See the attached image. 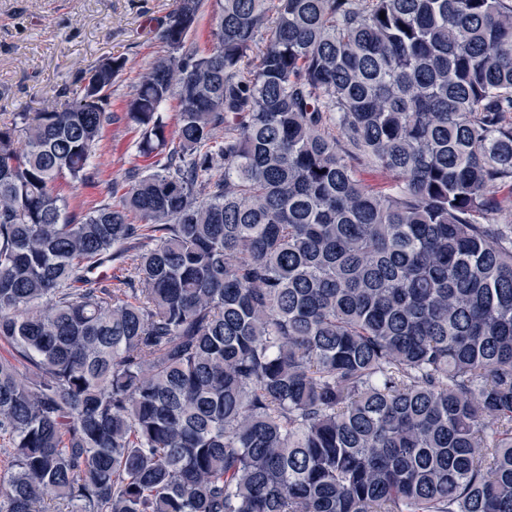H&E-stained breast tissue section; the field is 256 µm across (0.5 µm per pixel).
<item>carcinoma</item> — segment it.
Wrapping results in <instances>:
<instances>
[{
  "instance_id": "carcinoma-1",
  "label": "carcinoma",
  "mask_w": 512,
  "mask_h": 512,
  "mask_svg": "<svg viewBox=\"0 0 512 512\" xmlns=\"http://www.w3.org/2000/svg\"><path fill=\"white\" fill-rule=\"evenodd\" d=\"M216 4L156 30L115 202L53 187L126 58L0 125V512H512V0ZM217 9L215 0H208L205 11L200 19L195 31H192L188 37L189 42L193 43L200 50L208 48L211 43V30L213 27L212 16Z\"/></svg>"
}]
</instances>
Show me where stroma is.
Returning <instances> with one entry per match:
<instances>
[{
    "mask_svg": "<svg viewBox=\"0 0 512 512\" xmlns=\"http://www.w3.org/2000/svg\"><path fill=\"white\" fill-rule=\"evenodd\" d=\"M173 7L174 0H0V124L17 112L63 107L66 89L98 59L127 60L111 92L119 118L103 130L90 181L55 186L66 215L79 219L110 203L113 184L129 169H156L159 155L139 153L141 132L122 113L149 63L164 52L155 31Z\"/></svg>",
    "mask_w": 512,
    "mask_h": 512,
    "instance_id": "35a3bbf8",
    "label": "stroma"
}]
</instances>
